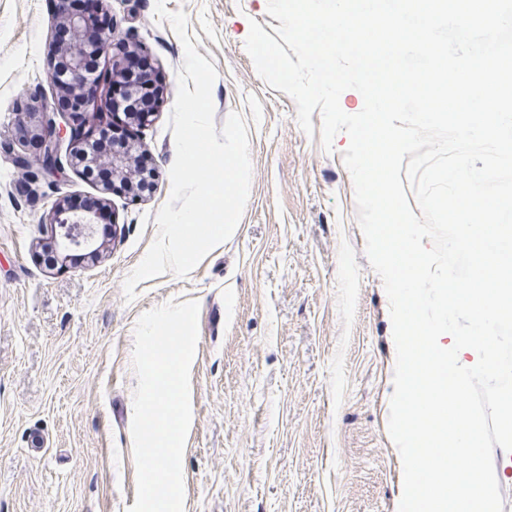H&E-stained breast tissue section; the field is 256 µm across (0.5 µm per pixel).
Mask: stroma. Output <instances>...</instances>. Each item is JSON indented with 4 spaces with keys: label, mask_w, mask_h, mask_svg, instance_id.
<instances>
[{
    "label": "stroma",
    "mask_w": 512,
    "mask_h": 512,
    "mask_svg": "<svg viewBox=\"0 0 512 512\" xmlns=\"http://www.w3.org/2000/svg\"><path fill=\"white\" fill-rule=\"evenodd\" d=\"M156 0H106L118 43L140 47L167 90L156 119L133 128L157 173L131 201L111 193L116 229L97 259L49 268L42 219L59 193L99 197L77 172L15 188L0 152V512H128L136 500L131 424L140 316L199 304L190 368L192 422L182 460L183 512H397L403 467L387 424L396 349L383 281L366 255L349 145L306 134L295 101L269 87L245 48L250 21L272 32L268 0H166L184 11L215 66L214 123L239 113L252 174L235 236L187 275L123 284L158 235L171 195L169 118L184 48ZM49 0H0V142L17 110L52 98Z\"/></svg>",
    "instance_id": "obj_1"
}]
</instances>
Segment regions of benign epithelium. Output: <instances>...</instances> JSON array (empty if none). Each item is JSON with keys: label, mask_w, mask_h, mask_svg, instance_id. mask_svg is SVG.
I'll return each mask as SVG.
<instances>
[{"label": "benign epithelium", "mask_w": 512, "mask_h": 512, "mask_svg": "<svg viewBox=\"0 0 512 512\" xmlns=\"http://www.w3.org/2000/svg\"><path fill=\"white\" fill-rule=\"evenodd\" d=\"M53 6L56 19L68 29L70 39L64 43L50 39L47 77L63 96L78 100L79 106L71 109L58 100L42 102L25 113V118L17 124L15 139L4 145L7 152L15 155L22 170L18 189L29 194L36 193L41 182L53 183L65 177L67 170L80 167L84 148L95 137L96 127L105 114L112 115L114 121L123 115L143 127L153 121L157 112L154 107L148 112L121 113V103L114 97L113 90L102 87L100 81L90 78L86 71L87 54L93 52L102 57L112 50L117 23L109 20L91 40L86 31L87 19L71 10L70 0H53ZM33 138L40 152L28 158L24 152ZM95 162L112 171V176L120 179L131 194H139L146 172L136 145L114 144L110 150H101ZM42 223L49 225L50 237L62 260L72 251L94 256L101 249L95 238V215L75 209L67 195L54 203Z\"/></svg>", "instance_id": "benign-epithelium-1"}]
</instances>
